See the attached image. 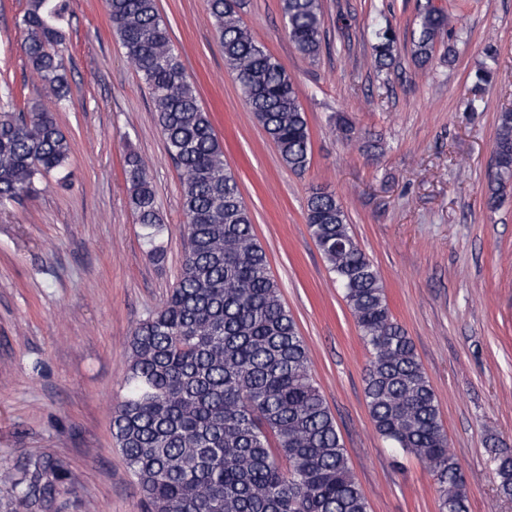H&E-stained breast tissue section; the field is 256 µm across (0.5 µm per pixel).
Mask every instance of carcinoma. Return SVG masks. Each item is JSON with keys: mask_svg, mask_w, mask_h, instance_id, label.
Here are the masks:
<instances>
[{"mask_svg": "<svg viewBox=\"0 0 512 512\" xmlns=\"http://www.w3.org/2000/svg\"><path fill=\"white\" fill-rule=\"evenodd\" d=\"M113 33L149 89L170 160L180 172L185 247L164 304L127 340L125 395L113 407L112 435L132 472L142 512H369L347 449L314 380L308 346L269 272L265 249L209 112L173 46L157 0H106ZM238 0H207L224 64L237 74L258 123L292 171L306 170L310 139L299 91L282 64L241 22ZM64 0H29L22 18L30 68L53 105L70 95L61 57ZM284 30L311 62L326 49L321 0H281ZM449 26L427 3L413 56L422 66ZM375 70L390 75L399 38L376 20ZM70 142L51 109L0 112V209L66 178ZM490 208L512 180V110L497 117ZM129 203L150 256L165 259L157 195L140 155L125 157ZM306 220L343 290L371 359L365 397L372 423L397 455L436 477L440 512H468L461 467L448 447L436 396L414 344L394 319L380 275L350 231L343 204L318 189ZM498 494L512 499V454L491 450ZM36 461L21 477L11 512H47L72 492L66 474Z\"/></svg>", "mask_w": 512, "mask_h": 512, "instance_id": "1", "label": "carcinoma"}]
</instances>
